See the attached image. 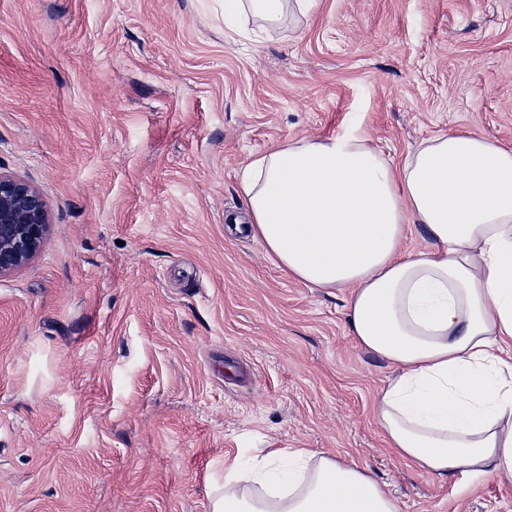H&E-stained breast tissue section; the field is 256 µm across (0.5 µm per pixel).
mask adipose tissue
<instances>
[{"label": "adipose tissue", "mask_w": 512, "mask_h": 512, "mask_svg": "<svg viewBox=\"0 0 512 512\" xmlns=\"http://www.w3.org/2000/svg\"><path fill=\"white\" fill-rule=\"evenodd\" d=\"M284 24V0H223L227 31ZM240 188L255 237L303 286L350 291L359 346L393 366L376 419L390 448L444 478L512 482V150L469 133L402 165L345 134L254 155ZM430 251L404 253L409 225ZM210 512H398L357 466L305 448L226 469Z\"/></svg>", "instance_id": "1"}]
</instances>
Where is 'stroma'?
Segmentation results:
<instances>
[{"label":"stroma","mask_w":512,"mask_h":512,"mask_svg":"<svg viewBox=\"0 0 512 512\" xmlns=\"http://www.w3.org/2000/svg\"><path fill=\"white\" fill-rule=\"evenodd\" d=\"M441 132L512 149V0H315L244 37L201 0H0V172L50 219L0 275V512H209L276 448L365 469L398 512H512V483L388 447L393 367L348 290L268 258L239 187L280 142L358 133L398 165Z\"/></svg>","instance_id":"stroma-1"}]
</instances>
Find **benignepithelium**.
<instances>
[{"instance_id": "benign-epithelium-1", "label": "benign epithelium", "mask_w": 512, "mask_h": 512, "mask_svg": "<svg viewBox=\"0 0 512 512\" xmlns=\"http://www.w3.org/2000/svg\"><path fill=\"white\" fill-rule=\"evenodd\" d=\"M49 228L40 192L27 181L0 173V275L24 266Z\"/></svg>"}]
</instances>
